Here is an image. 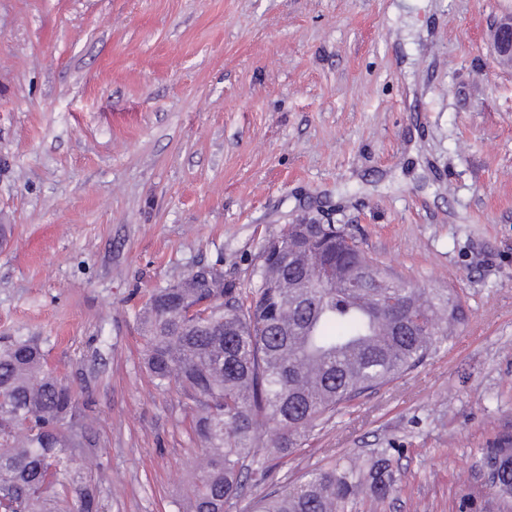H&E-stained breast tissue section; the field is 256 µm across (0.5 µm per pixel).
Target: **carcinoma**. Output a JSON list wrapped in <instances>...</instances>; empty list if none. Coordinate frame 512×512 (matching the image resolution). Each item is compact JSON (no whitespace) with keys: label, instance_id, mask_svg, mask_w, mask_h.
<instances>
[{"label":"carcinoma","instance_id":"carcinoma-1","mask_svg":"<svg viewBox=\"0 0 512 512\" xmlns=\"http://www.w3.org/2000/svg\"><path fill=\"white\" fill-rule=\"evenodd\" d=\"M253 269L250 284L170 283L139 314L144 363L158 388L174 384L195 411L199 462L177 512H224L267 470L261 432L287 453L315 427L358 397L385 387L438 353L464 320L452 288L421 289L398 281L338 224L285 229ZM331 271L316 279L315 263ZM214 294L193 318L181 309ZM395 295L403 300L388 308ZM428 323L418 329L412 318ZM85 426L74 392L45 365L37 342L0 344V490L13 512H90L95 488L70 457ZM501 496H512V435L484 449ZM367 482L385 499L395 479L382 455L362 467L316 468L302 480L255 501L254 512H345Z\"/></svg>","mask_w":512,"mask_h":512}]
</instances>
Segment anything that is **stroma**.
Here are the masks:
<instances>
[{
    "label": "stroma",
    "mask_w": 512,
    "mask_h": 512,
    "mask_svg": "<svg viewBox=\"0 0 512 512\" xmlns=\"http://www.w3.org/2000/svg\"><path fill=\"white\" fill-rule=\"evenodd\" d=\"M512 0H0V343L37 339L91 440L100 512H175L194 413L136 314L199 265L342 224L402 282L455 288L447 349L264 454L254 497L390 454L346 512H512L479 464L512 433ZM494 46L502 61L512 63V16L501 19L494 29Z\"/></svg>",
    "instance_id": "stroma-1"
}]
</instances>
